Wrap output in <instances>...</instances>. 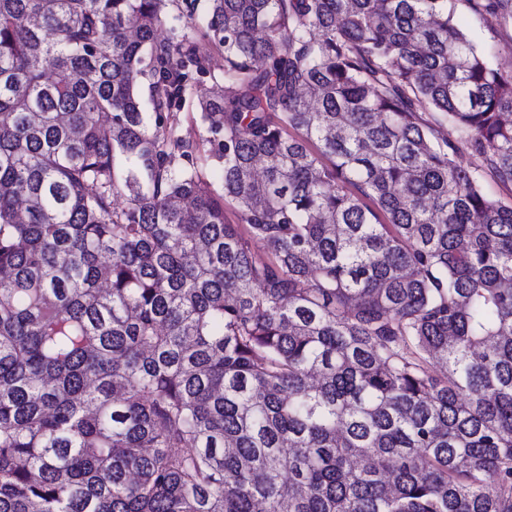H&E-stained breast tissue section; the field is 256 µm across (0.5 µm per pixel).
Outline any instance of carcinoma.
<instances>
[{
    "instance_id": "1",
    "label": "carcinoma",
    "mask_w": 512,
    "mask_h": 512,
    "mask_svg": "<svg viewBox=\"0 0 512 512\" xmlns=\"http://www.w3.org/2000/svg\"><path fill=\"white\" fill-rule=\"evenodd\" d=\"M489 179L448 0H0V512H512Z\"/></svg>"
}]
</instances>
